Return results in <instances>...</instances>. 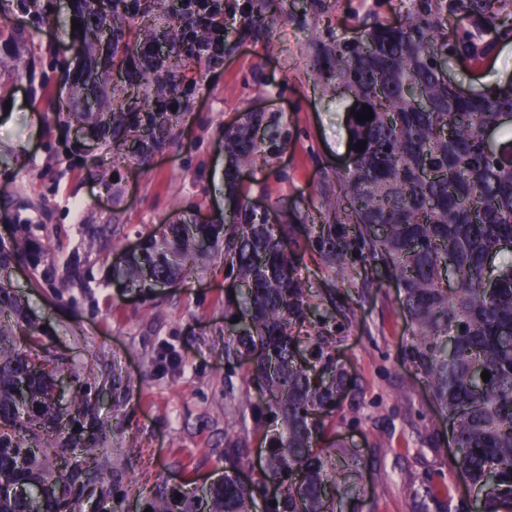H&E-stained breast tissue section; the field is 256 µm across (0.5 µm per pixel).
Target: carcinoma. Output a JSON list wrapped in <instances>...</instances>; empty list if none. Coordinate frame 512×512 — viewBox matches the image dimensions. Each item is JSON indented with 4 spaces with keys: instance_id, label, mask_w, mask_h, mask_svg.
Masks as SVG:
<instances>
[{
    "instance_id": "obj_1",
    "label": "carcinoma",
    "mask_w": 512,
    "mask_h": 512,
    "mask_svg": "<svg viewBox=\"0 0 512 512\" xmlns=\"http://www.w3.org/2000/svg\"><path fill=\"white\" fill-rule=\"evenodd\" d=\"M72 30L84 46L90 66L100 64L112 41L125 38L126 23L140 14V0H77ZM403 21L394 25L374 18L353 39L315 45L312 70L323 88L341 86L373 119H349L351 164L336 171L339 193L318 223L267 224L247 201L238 182L240 169L253 163L260 143L253 129L261 121L225 133L230 161L227 177L239 197L236 214L218 227L184 224L167 250L147 243L124 273L131 285L148 294L156 284L183 271L195 257L196 244L224 237L228 275L245 289L227 297L224 313L233 320L248 312L249 325L225 329L230 341L224 360L230 367L250 364L251 381L269 395L262 406L250 397H233L255 409L254 429L269 436L264 467L249 484L225 474L221 482L175 498L158 489L151 512H252L270 483L278 485L276 504L266 512H336L351 492L347 469L336 465L338 448L325 442L336 424L350 379L336 360V316L350 306L338 288H311L296 278L291 244L305 234L323 264L351 272L356 257L363 271H384L395 281L402 315L411 328L403 363L423 380L436 410L452 424L457 452L453 468L464 474L483 512H512V83L476 96H463L441 73L444 58L477 63L489 43L470 30L448 32L460 15L485 19L499 34H512V0H406ZM169 16L165 42L184 52ZM157 32L126 46V75L140 79L157 72L144 68L139 49L158 41ZM70 108L77 121L98 115L110 126L121 150V131L130 123L142 132L130 152L144 160L146 145L159 141L167 127L164 113L146 117L124 111V104L97 94L78 75L69 82ZM497 131L500 152L488 154L484 128ZM366 149L359 151V143ZM36 226L16 225L11 246L0 245V270L25 260L38 285L54 284L40 269ZM495 265V287L485 284L487 261ZM456 287H448L443 272ZM39 337L25 323L14 291L0 284V512H76L86 490L99 488L101 512L110 506L98 466L86 465L69 476L54 471L51 460H64L77 447L86 457L98 440L64 435L68 414L56 407L53 373L36 352ZM490 378L482 380V371ZM89 425L97 417L82 398L71 406ZM247 448L224 449L235 469Z\"/></svg>"
}]
</instances>
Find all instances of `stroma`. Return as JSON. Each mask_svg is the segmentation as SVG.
Masks as SVG:
<instances>
[{
  "label": "stroma",
  "mask_w": 512,
  "mask_h": 512,
  "mask_svg": "<svg viewBox=\"0 0 512 512\" xmlns=\"http://www.w3.org/2000/svg\"><path fill=\"white\" fill-rule=\"evenodd\" d=\"M285 0L259 27L249 13L264 0H224V57L182 58L177 89H163L177 118L145 164L104 139L78 140L66 109V76L83 57L60 17L69 0H0V21L17 32L0 39V244L16 224H37L43 263L55 287L39 288L18 261L0 276L21 298L44 354L59 361L66 395L87 391L97 408V463L124 512H144L157 488L172 494L223 476L224 446L264 447L250 408L229 394L257 398L245 369L224 362V300L238 283L224 268V246H206L191 272L151 295L126 288L115 268L146 240L168 243L180 224L221 223L233 203L224 189V133L256 116L267 137L245 171L251 202L310 223L335 197L336 172L349 154L348 95L312 76L316 43L351 39L363 22L400 21L402 0ZM450 77L479 92L512 80V39L493 42L478 64ZM302 281L348 292L352 312L336 324V358L353 379L329 442L364 466L352 472L355 499L344 512H458L464 491L452 471L445 428L422 380L403 365L410 328L387 276L350 279L323 265L309 243L296 249ZM445 471L448 494L426 497L423 481Z\"/></svg>",
  "instance_id": "stroma-1"
}]
</instances>
